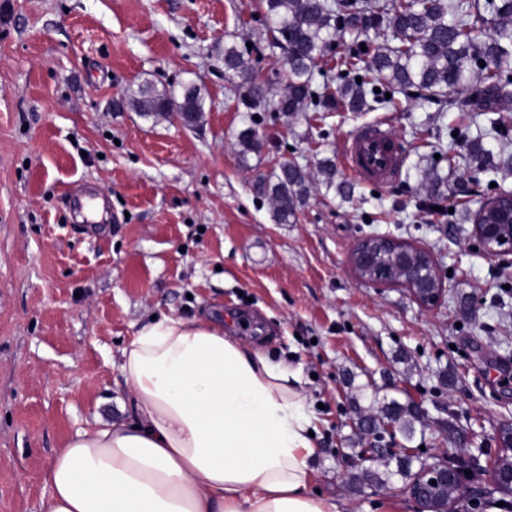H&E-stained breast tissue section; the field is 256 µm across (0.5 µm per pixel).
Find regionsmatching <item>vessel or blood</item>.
<instances>
[{
	"instance_id": "1",
	"label": "vessel or blood",
	"mask_w": 512,
	"mask_h": 512,
	"mask_svg": "<svg viewBox=\"0 0 512 512\" xmlns=\"http://www.w3.org/2000/svg\"><path fill=\"white\" fill-rule=\"evenodd\" d=\"M342 163L360 181L383 185L397 178L403 156L391 132L382 125L370 124L345 142Z\"/></svg>"
}]
</instances>
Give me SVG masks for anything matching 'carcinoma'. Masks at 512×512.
<instances>
[{
    "instance_id": "1",
    "label": "carcinoma",
    "mask_w": 512,
    "mask_h": 512,
    "mask_svg": "<svg viewBox=\"0 0 512 512\" xmlns=\"http://www.w3.org/2000/svg\"><path fill=\"white\" fill-rule=\"evenodd\" d=\"M265 26L271 45L287 52L285 69L277 73L281 93L268 96L271 82L258 79V70L234 44H224V76L240 103L249 112H303L313 100V82L322 78L323 89L336 84L324 96L325 111L341 103L353 112L379 105L397 109L393 94L414 90L417 99L433 103L448 92L467 94L464 103L472 112H499L512 99V0H262ZM351 35L360 49L336 57V65L322 67L336 37ZM380 88L375 92L374 88ZM392 97H386V94ZM134 109L146 117L193 113L199 124L203 97L194 85L183 87L177 102L168 90L142 84L128 88ZM488 134L502 140L507 158L495 161L486 153L481 137L466 141L467 153L448 150V167L465 170L476 165L496 174L512 170V140L503 118L490 120ZM237 146L242 160L259 152L255 127L239 131ZM336 188V165L328 158L311 171L298 163L279 164L256 183V191L271 202L270 214L286 224L308 200L311 190ZM383 420L366 425L363 408L356 410L353 434L370 431L376 441L395 438L404 444L380 461H368L365 478L377 488L415 475L419 457L409 453V443L421 424L418 407L395 399L379 405Z\"/></svg>"
}]
</instances>
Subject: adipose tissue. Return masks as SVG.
<instances>
[{"instance_id": "ef3b65f1", "label": "adipose tissue", "mask_w": 512, "mask_h": 512, "mask_svg": "<svg viewBox=\"0 0 512 512\" xmlns=\"http://www.w3.org/2000/svg\"><path fill=\"white\" fill-rule=\"evenodd\" d=\"M122 357L134 418L57 452L44 512H339L310 491L298 370L222 327L173 318L139 330Z\"/></svg>"}]
</instances>
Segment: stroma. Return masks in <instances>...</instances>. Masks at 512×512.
I'll list each match as a JSON object with an SVG mask.
<instances>
[{
  "instance_id": "obj_1",
  "label": "stroma",
  "mask_w": 512,
  "mask_h": 512,
  "mask_svg": "<svg viewBox=\"0 0 512 512\" xmlns=\"http://www.w3.org/2000/svg\"><path fill=\"white\" fill-rule=\"evenodd\" d=\"M262 13L260 0H0V512H43L58 450L132 417L121 350L155 316L221 324L300 368L316 405L311 487L342 512H415L404 493L337 478L355 394L414 401L477 443L512 420V254L477 251L446 158L449 128L476 136L489 114L406 93L394 111L248 112L222 55L233 43L264 77L283 71ZM143 83L196 85L201 123L136 112L125 93ZM375 120L404 153L379 186L340 165ZM251 124L262 147L243 161L236 136ZM322 158L342 190L274 223L255 183ZM427 172L445 179L442 212L416 195ZM370 233L433 251L438 309L355 279L349 254Z\"/></svg>"
}]
</instances>
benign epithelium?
Returning <instances> with one entry per match:
<instances>
[{"label":"benign epithelium","mask_w":512,"mask_h":512,"mask_svg":"<svg viewBox=\"0 0 512 512\" xmlns=\"http://www.w3.org/2000/svg\"><path fill=\"white\" fill-rule=\"evenodd\" d=\"M473 236L483 255L504 257L512 253V222L509 224H475ZM350 263L357 278L374 286L401 285L408 289L420 308L432 311L443 303L447 289L439 276L433 253L423 247L408 244L389 235L371 234L356 242L350 253ZM472 437L462 434L450 448H442L423 462L417 480L406 483V492L416 505V512H437L425 493L432 482H463L464 474L448 467V454L460 460L472 453ZM338 475L365 484L363 465L348 459L351 449L340 451ZM512 454V420H505L496 433V448L483 475L497 488L512 492V469H503L493 460Z\"/></svg>","instance_id":"obj_1"}]
</instances>
